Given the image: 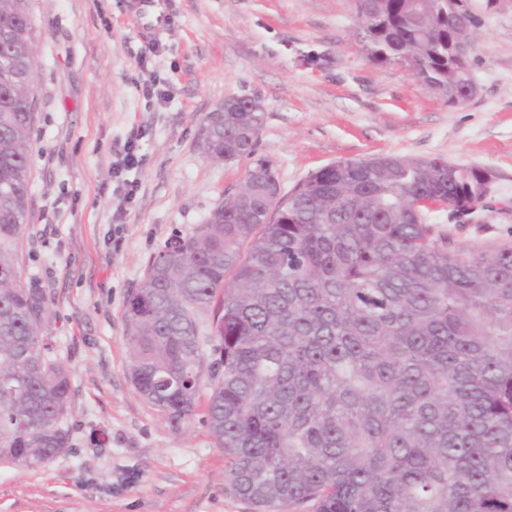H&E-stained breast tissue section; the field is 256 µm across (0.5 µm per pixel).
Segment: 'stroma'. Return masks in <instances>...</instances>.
<instances>
[{
  "instance_id": "obj_1",
  "label": "stroma",
  "mask_w": 512,
  "mask_h": 512,
  "mask_svg": "<svg viewBox=\"0 0 512 512\" xmlns=\"http://www.w3.org/2000/svg\"><path fill=\"white\" fill-rule=\"evenodd\" d=\"M128 3L33 0L20 270L46 294L48 334L70 370L69 446L26 468L0 460V512H255L225 489L224 451L204 424L172 432L135 393L124 320L155 253L243 186L252 159L214 162L199 147L225 99L262 106L255 157L285 192L322 167L382 154L490 171L479 223L432 221L452 249L512 247V0H468L481 21L478 93L459 105L401 64L371 62L352 0H176L174 22L152 40ZM130 141L139 163L115 174ZM126 180L138 185L128 202Z\"/></svg>"
}]
</instances>
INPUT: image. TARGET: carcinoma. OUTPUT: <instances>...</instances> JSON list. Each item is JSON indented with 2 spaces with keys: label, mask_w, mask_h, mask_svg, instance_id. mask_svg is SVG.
Wrapping results in <instances>:
<instances>
[{
  "label": "carcinoma",
  "mask_w": 512,
  "mask_h": 512,
  "mask_svg": "<svg viewBox=\"0 0 512 512\" xmlns=\"http://www.w3.org/2000/svg\"><path fill=\"white\" fill-rule=\"evenodd\" d=\"M32 0H0V459L68 448L65 364L17 253L32 186ZM363 47L467 101V0H354ZM211 112V160L255 153L243 100ZM483 170L377 155L326 166L273 201L259 159L205 222L170 238L125 300L135 392L183 431L204 423L224 486L259 512H512V248L448 249L429 222Z\"/></svg>",
  "instance_id": "cac0c4a2"
}]
</instances>
